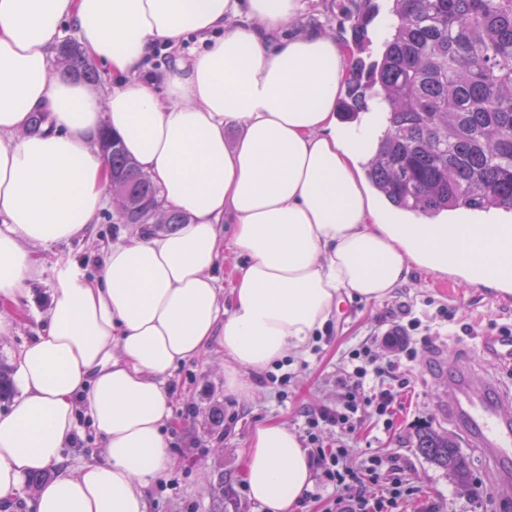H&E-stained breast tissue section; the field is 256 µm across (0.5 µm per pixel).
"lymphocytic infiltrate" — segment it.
Returning <instances> with one entry per match:
<instances>
[{
    "label": "lymphocytic infiltrate",
    "instance_id": "1",
    "mask_svg": "<svg viewBox=\"0 0 512 512\" xmlns=\"http://www.w3.org/2000/svg\"><path fill=\"white\" fill-rule=\"evenodd\" d=\"M418 327V320L413 318L404 324L395 323L382 335L371 336L352 350L349 369L337 379L336 406L307 414L308 438L313 445L311 456L320 472L319 482L332 489L326 512H393L398 501L412 493L405 483L404 468L394 458L371 453L364 455L357 467L347 466L351 448L341 441L332 448L320 446L316 431L329 425L351 432L363 416L383 417L392 411L406 383L378 365L372 348L382 344L400 353H410V333Z\"/></svg>",
    "mask_w": 512,
    "mask_h": 512
}]
</instances>
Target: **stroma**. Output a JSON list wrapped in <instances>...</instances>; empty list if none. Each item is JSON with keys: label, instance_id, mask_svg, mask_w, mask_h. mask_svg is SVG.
<instances>
[{"label": "stroma", "instance_id": "1", "mask_svg": "<svg viewBox=\"0 0 512 512\" xmlns=\"http://www.w3.org/2000/svg\"><path fill=\"white\" fill-rule=\"evenodd\" d=\"M349 3L312 0L299 30L337 28L340 41L351 40L352 23L342 15ZM122 229L116 210L108 207L82 238L40 248L42 272L33 284L32 298L36 311H45L49 304L60 259L78 261L88 274H96L102 247L114 241ZM403 301L422 322L412 334L414 357L406 358L382 346L375 349L379 364L409 381L393 409L391 424L366 416L356 431L345 437L336 428L324 426L318 430L321 442L332 448L339 439H347L353 450L348 459L352 467L369 452L396 457L417 489L415 498L402 504L399 512H425L431 503L437 512H512V485L499 480L482 451L469 445L449 421L448 375L440 368L442 361L461 359L470 364L475 382L491 376L512 389V366L486 361L478 347L481 333L512 329V294L464 284L453 274L422 267L415 268L408 282L383 301L343 304L305 354L289 357L282 366V373L291 377L285 390L260 383L254 399L240 404L224 393V354L218 348H210L200 361L182 364L172 378L176 425L169 444L173 465L167 481L150 495L152 512H262L249 498L242 480L243 450L253 427L275 420L304 435L307 412L335 405L336 377L347 368L349 352L374 332L389 328L398 303ZM441 306L447 308L448 319L437 318ZM424 427L453 437L470 463L472 480L493 487L494 494L483 507H476L468 494L458 492L447 471L417 451L415 435Z\"/></svg>", "mask_w": 512, "mask_h": 512}]
</instances>
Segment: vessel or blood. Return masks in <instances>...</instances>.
Instances as JSON below:
<instances>
[{"instance_id": "obj_1", "label": "vessel or blood", "mask_w": 512, "mask_h": 512, "mask_svg": "<svg viewBox=\"0 0 512 512\" xmlns=\"http://www.w3.org/2000/svg\"><path fill=\"white\" fill-rule=\"evenodd\" d=\"M480 350L486 357L512 363V335L483 336ZM448 376L453 398L448 405L452 422L471 446L482 449L502 481L512 480V392H503L494 379H486L482 390H475L469 366L452 360Z\"/></svg>"}]
</instances>
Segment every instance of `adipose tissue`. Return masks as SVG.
<instances>
[{"mask_svg":"<svg viewBox=\"0 0 512 512\" xmlns=\"http://www.w3.org/2000/svg\"><path fill=\"white\" fill-rule=\"evenodd\" d=\"M309 0H0V335L24 313L39 247L70 242L107 205L103 129L188 223L144 224L103 249L98 275L65 259L46 324L16 356L19 396L0 415V506L44 475L35 512H148L173 464L168 380L211 345L224 391L301 353L345 302L389 297L413 266L512 288V232L496 224H395L358 169L367 127L336 128L350 51L287 28ZM98 62L94 90L54 65L66 28ZM199 43L170 68L157 48ZM45 117L29 132L33 114ZM239 128L228 142V128ZM245 262L230 290L225 246ZM88 422L103 451L78 471L66 447ZM297 434L257 424L243 479L266 512H289L312 484Z\"/></svg>","mask_w":512,"mask_h":512,"instance_id":"adipose-tissue-1","label":"adipose tissue"}]
</instances>
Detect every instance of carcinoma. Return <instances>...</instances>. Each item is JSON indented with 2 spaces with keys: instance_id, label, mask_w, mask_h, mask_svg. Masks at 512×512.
<instances>
[{
  "instance_id": "cac0c4a2",
  "label": "carcinoma",
  "mask_w": 512,
  "mask_h": 512,
  "mask_svg": "<svg viewBox=\"0 0 512 512\" xmlns=\"http://www.w3.org/2000/svg\"><path fill=\"white\" fill-rule=\"evenodd\" d=\"M353 39H367L371 0L357 4ZM395 18L378 61L350 67L342 112L361 110L369 91L386 104V129L365 167L377 193L398 210L430 220L462 209L512 212V0H392ZM67 70L86 81L95 70L74 39L60 47ZM112 195L126 224H185L160 189L106 133ZM417 450L470 486L457 443L425 428Z\"/></svg>"
}]
</instances>
